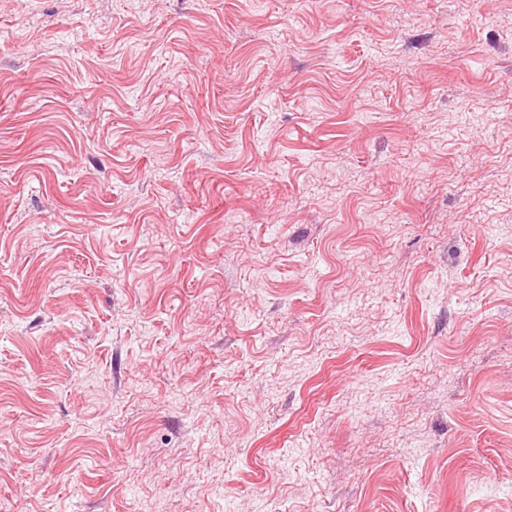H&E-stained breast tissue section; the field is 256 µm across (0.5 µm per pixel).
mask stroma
Here are the masks:
<instances>
[{"label": "stroma", "mask_w": 512, "mask_h": 512, "mask_svg": "<svg viewBox=\"0 0 512 512\" xmlns=\"http://www.w3.org/2000/svg\"><path fill=\"white\" fill-rule=\"evenodd\" d=\"M0 507L512 512V0H0Z\"/></svg>", "instance_id": "35a3bbf8"}]
</instances>
